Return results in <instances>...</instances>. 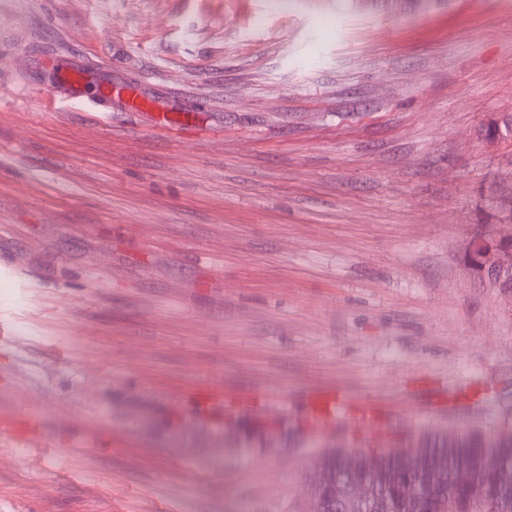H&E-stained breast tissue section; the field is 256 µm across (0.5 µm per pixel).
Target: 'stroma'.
<instances>
[{"instance_id": "stroma-1", "label": "stroma", "mask_w": 512, "mask_h": 512, "mask_svg": "<svg viewBox=\"0 0 512 512\" xmlns=\"http://www.w3.org/2000/svg\"><path fill=\"white\" fill-rule=\"evenodd\" d=\"M507 115L512 0H0V512H310L323 453L512 430ZM501 213V226L494 237L496 243L503 246L497 253L491 254L481 270V274L497 282L501 288L512 290V198L506 196L496 200Z\"/></svg>"}]
</instances>
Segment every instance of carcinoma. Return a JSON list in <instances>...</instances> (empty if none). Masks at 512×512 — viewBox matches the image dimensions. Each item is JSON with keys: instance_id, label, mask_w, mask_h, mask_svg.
Listing matches in <instances>:
<instances>
[{"instance_id": "carcinoma-1", "label": "carcinoma", "mask_w": 512, "mask_h": 512, "mask_svg": "<svg viewBox=\"0 0 512 512\" xmlns=\"http://www.w3.org/2000/svg\"><path fill=\"white\" fill-rule=\"evenodd\" d=\"M497 455L502 466H487ZM328 484L317 489L311 512H512V435L479 432L426 441L404 457L384 448L336 450L320 459ZM466 471L471 482L459 484ZM367 482L373 497L355 503L347 484Z\"/></svg>"}]
</instances>
